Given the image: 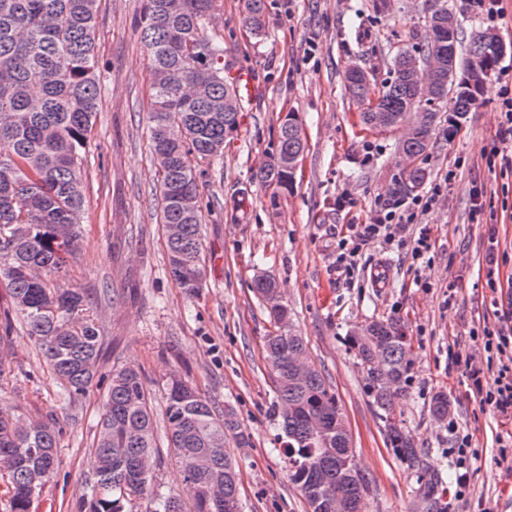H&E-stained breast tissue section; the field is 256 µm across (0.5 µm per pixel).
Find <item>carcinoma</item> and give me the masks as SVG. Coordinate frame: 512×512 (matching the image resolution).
Listing matches in <instances>:
<instances>
[{
  "instance_id": "carcinoma-1",
  "label": "carcinoma",
  "mask_w": 512,
  "mask_h": 512,
  "mask_svg": "<svg viewBox=\"0 0 512 512\" xmlns=\"http://www.w3.org/2000/svg\"><path fill=\"white\" fill-rule=\"evenodd\" d=\"M213 0H142L138 18L149 52V130L159 170L161 223L170 274L186 295L203 286L200 227L202 200L198 162L224 156V141L236 131L240 96L224 77V40L207 34ZM98 0H0V353L9 345L16 321L28 328L62 388L75 398L93 385L104 351L97 305L81 288L60 283L59 273L76 255L82 238L87 184L83 167L88 134L98 112L100 70L94 51ZM265 0H245L246 27L265 33ZM450 0H433L422 51L397 50L391 76L378 92L361 70L345 76V88L359 103L362 123L381 130L398 127L403 113L424 112L398 147L427 157L439 107L450 104L448 119L472 111L479 95H467L448 78V44L457 69L475 68L479 86L503 57L490 29L448 32ZM434 68L431 97L418 96L419 74ZM230 99L233 105L226 106ZM302 124L293 115L280 124L275 151L259 177L290 190L294 173L283 165L304 151ZM426 179V169L405 171L398 190L410 193ZM277 323L267 337L265 359L273 374L275 410L286 438L290 479L307 500L309 512H359L369 480L352 465L347 423L321 371L300 376L293 360L307 352L291 323L287 305L268 309ZM372 404L380 411L401 462L418 484L422 512H448L438 495L439 473L427 453L397 427L395 393L409 382L410 343L400 324L371 320L349 337ZM164 419L168 446L181 468L194 512L242 509L239 473L230 445L243 448L249 436L238 431L235 409L222 410L186 382L170 379ZM328 430L321 441L315 424ZM59 429L54 419L24 418L0 404V470L8 471L9 512H28L34 477L56 472ZM96 470L80 512H132L149 498L151 512H184L181 497L153 482L156 442L150 391L140 370H112L93 444Z\"/></svg>"
}]
</instances>
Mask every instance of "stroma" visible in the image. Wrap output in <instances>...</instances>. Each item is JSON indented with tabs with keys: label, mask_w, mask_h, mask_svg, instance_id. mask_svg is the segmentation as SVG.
<instances>
[{
	"label": "stroma",
	"mask_w": 512,
	"mask_h": 512,
	"mask_svg": "<svg viewBox=\"0 0 512 512\" xmlns=\"http://www.w3.org/2000/svg\"><path fill=\"white\" fill-rule=\"evenodd\" d=\"M267 0L264 36L244 24L245 0H221L217 33L224 37V69L248 67L255 80L242 100L237 130L224 158L198 165L206 282L185 295L168 271L158 164L150 149V74L147 49L135 25L140 0H100L96 54L101 101L89 135L85 168L88 203L83 238L67 268V286L82 288L98 305L106 338L97 380L86 395L68 397L24 325L10 337L11 371L0 397L19 414L53 418L62 435L60 466L33 512H79L94 469L92 443L113 369L139 367L154 402L159 461L154 482L184 494L183 474L167 448L164 394L179 373L217 407L232 405L251 444L236 449L242 512H308L288 477L274 409L275 385L264 341L276 331L253 282L275 281L312 363L328 381L352 437L354 463L369 479L362 512H417L416 478L401 463L372 405L363 373L348 345L372 319L405 328L412 352L410 381L395 398V416L416 447L454 479L449 448L468 436L478 452L470 499L452 512H512V476L496 467V439L512 431L470 397L448 353L475 352L473 328L493 322L483 267L490 232L501 243L502 277H512V171L489 165L497 144L499 103L512 90V0L495 24L456 0L464 27H491L511 50L501 59L476 108L447 138L440 117L424 162L428 182L446 171L455 179L446 199L419 217L409 237L427 228L431 249L412 260L406 247L363 251L351 280L336 275V248L351 225L368 222L403 174L395 150L400 130L374 133L359 122L361 107L344 85L349 66L365 68L373 84L389 77L396 48L417 50L427 0ZM298 113L306 149L291 190L274 195L257 178L277 139L282 113ZM349 193L354 207L336 199ZM447 396V423L431 414L436 394Z\"/></svg>",
	"instance_id": "obj_1"
}]
</instances>
